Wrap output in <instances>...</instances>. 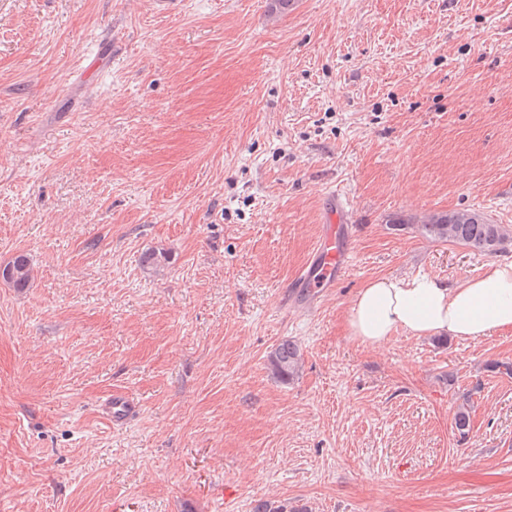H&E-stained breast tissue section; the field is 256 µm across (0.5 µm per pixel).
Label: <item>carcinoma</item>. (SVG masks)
<instances>
[{
    "label": "carcinoma",
    "mask_w": 512,
    "mask_h": 512,
    "mask_svg": "<svg viewBox=\"0 0 512 512\" xmlns=\"http://www.w3.org/2000/svg\"><path fill=\"white\" fill-rule=\"evenodd\" d=\"M420 233L434 242H449L464 246L480 255L493 256L505 250L512 241V229L503 224H494L483 215L472 210H459L435 215L419 225ZM32 269L27 256H15L0 269V278L15 288L28 286ZM302 364L300 346L292 340H284L271 350L268 368L280 381L288 382L298 373ZM454 429L460 437L470 432V412L460 405L453 414Z\"/></svg>",
    "instance_id": "1"
}]
</instances>
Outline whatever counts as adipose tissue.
Returning <instances> with one entry per match:
<instances>
[{
    "mask_svg": "<svg viewBox=\"0 0 512 512\" xmlns=\"http://www.w3.org/2000/svg\"><path fill=\"white\" fill-rule=\"evenodd\" d=\"M512 327V262L489 264L480 277L448 285L425 274L379 277L356 294L350 335L381 345L400 330L414 336L477 339Z\"/></svg>",
    "mask_w": 512,
    "mask_h": 512,
    "instance_id": "adipose-tissue-1",
    "label": "adipose tissue"
}]
</instances>
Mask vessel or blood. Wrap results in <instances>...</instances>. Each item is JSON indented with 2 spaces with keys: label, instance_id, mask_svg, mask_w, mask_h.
I'll return each instance as SVG.
<instances>
[{
  "label": "vessel or blood",
  "instance_id": "1",
  "mask_svg": "<svg viewBox=\"0 0 512 512\" xmlns=\"http://www.w3.org/2000/svg\"><path fill=\"white\" fill-rule=\"evenodd\" d=\"M346 208L329 192L324 196L322 235L305 266L291 282L292 297L313 304L350 269L351 227L345 222ZM138 404L129 396L116 393L102 402L101 416L112 425L121 426L136 415Z\"/></svg>",
  "mask_w": 512,
  "mask_h": 512
}]
</instances>
